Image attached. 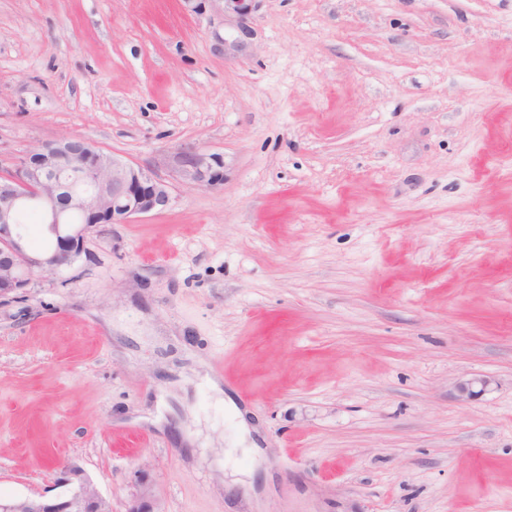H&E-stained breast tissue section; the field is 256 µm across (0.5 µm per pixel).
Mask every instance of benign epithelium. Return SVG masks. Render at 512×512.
<instances>
[{
    "label": "benign epithelium",
    "instance_id": "1",
    "mask_svg": "<svg viewBox=\"0 0 512 512\" xmlns=\"http://www.w3.org/2000/svg\"><path fill=\"white\" fill-rule=\"evenodd\" d=\"M176 173L185 182L214 188L224 181V160L200 150L185 152ZM171 201L167 181L86 138L65 136L27 150L12 173L0 175V296L26 287L36 273L72 267L93 228L160 212ZM26 208L39 213L51 246L33 248L16 224ZM60 484L65 490L49 498L41 493L0 498V512H113L112 499L81 471L64 472ZM125 512H163L150 483H141Z\"/></svg>",
    "mask_w": 512,
    "mask_h": 512
}]
</instances>
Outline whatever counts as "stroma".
I'll return each mask as SVG.
<instances>
[{
	"instance_id": "1",
	"label": "stroma",
	"mask_w": 512,
	"mask_h": 512,
	"mask_svg": "<svg viewBox=\"0 0 512 512\" xmlns=\"http://www.w3.org/2000/svg\"><path fill=\"white\" fill-rule=\"evenodd\" d=\"M62 136L172 202L0 297V495L512 512V0H0V174ZM176 173L182 181L214 188L224 181V160L219 155L200 150L181 153Z\"/></svg>"
}]
</instances>
